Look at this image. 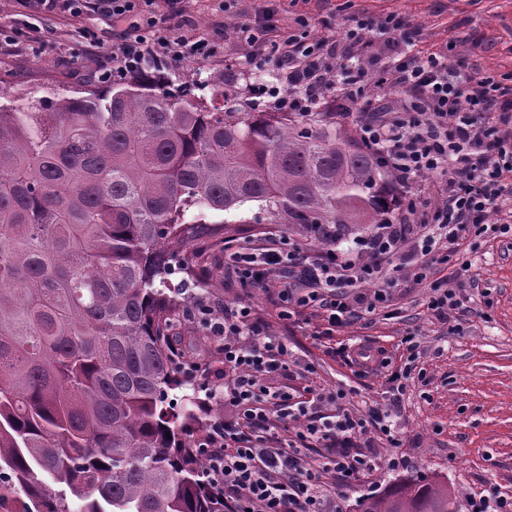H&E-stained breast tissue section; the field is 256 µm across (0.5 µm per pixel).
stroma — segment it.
<instances>
[{
	"mask_svg": "<svg viewBox=\"0 0 512 512\" xmlns=\"http://www.w3.org/2000/svg\"><path fill=\"white\" fill-rule=\"evenodd\" d=\"M264 5L265 0H187L185 16L174 19L173 27L205 37L215 54L172 62L166 77L184 84L201 78L228 85L278 84L272 66L248 64V49L231 34L235 23L254 19ZM276 8L283 28L306 17L313 39L327 26L341 34L355 22L398 15L408 24L415 50L445 48L463 70L512 74V0H277ZM116 37L111 18L98 13L77 18L63 11L25 14L15 0H0V92L11 99L77 95L111 70ZM228 59L233 69H225ZM268 229L265 223L228 224L223 235L198 238L188 253L200 277L191 281L175 313L178 347L206 373L192 381L195 418L182 431L187 443L202 439L209 420L224 413V364L206 330L186 314L197 294L249 305L269 333L287 337L298 356L315 368L313 376L295 379L296 387L314 381L343 388L348 393L343 405L352 409L366 402L390 403L386 374L355 375L314 340L320 318L279 319L274 288L242 283L225 269V241L256 242ZM434 271L456 290L463 303L459 312L446 319L432 315L428 282L399 272L384 308L373 313L358 309L351 324L336 334L339 342L381 350L395 368L404 363L403 338L412 334L419 342L416 372L394 411L401 441L396 453L408 467L382 469L365 488L346 491V512H361L362 499L422 479L447 484L457 512H464L468 496L492 488L512 496V232L477 240L435 264Z\"/></svg>",
	"mask_w": 512,
	"mask_h": 512,
	"instance_id": "1",
	"label": "stroma"
}]
</instances>
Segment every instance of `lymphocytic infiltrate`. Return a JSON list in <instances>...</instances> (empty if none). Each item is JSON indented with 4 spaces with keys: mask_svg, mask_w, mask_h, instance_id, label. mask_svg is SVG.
I'll list each match as a JSON object with an SVG mask.
<instances>
[{
    "mask_svg": "<svg viewBox=\"0 0 512 512\" xmlns=\"http://www.w3.org/2000/svg\"><path fill=\"white\" fill-rule=\"evenodd\" d=\"M32 14L67 8L111 14L124 36L112 48V70H146L188 55L207 57V43L166 28L182 14L185 0H16ZM277 10L266 7L253 22L234 29L255 65L273 64L285 82L267 88L269 103L283 112H309L329 100L337 122L360 110L361 139L382 151L386 168L402 190L425 174L440 178L435 200L409 198L395 223L375 225L357 240L364 254L327 242L301 255L294 241L275 235L237 246L231 271L243 282L270 285L280 272L290 280L277 294L283 316L320 308L325 336L345 328L354 305L376 311L384 301L392 259L409 248L414 279L430 280L428 307L447 317L462 305L443 280L431 279L428 255L454 253L474 240L507 233L499 213L512 200V85L492 75L464 73L447 52L408 54L404 21L395 15L359 21L344 35L320 38L281 30ZM376 72V88L364 99L363 84ZM192 315L224 358V416L214 418L197 452L211 495L224 512H345L344 489L371 480L382 463L398 468L404 458L382 459L399 445L389 411L343 408V389L290 387L309 367L286 338L272 336L248 305L194 300ZM282 385H273V378Z\"/></svg>",
    "mask_w": 512,
    "mask_h": 512,
    "instance_id": "1",
    "label": "lymphocytic infiltrate"
}]
</instances>
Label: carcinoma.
I'll use <instances>...</instances> for the list:
<instances>
[{
  "mask_svg": "<svg viewBox=\"0 0 512 512\" xmlns=\"http://www.w3.org/2000/svg\"><path fill=\"white\" fill-rule=\"evenodd\" d=\"M223 107L211 108L208 100ZM377 150L335 113L239 107L224 85L130 73L72 98L0 103V512H224L180 438L169 344L184 251L239 224L387 223ZM364 512H455L414 482Z\"/></svg>",
  "mask_w": 512,
  "mask_h": 512,
  "instance_id": "carcinoma-1",
  "label": "carcinoma"
}]
</instances>
